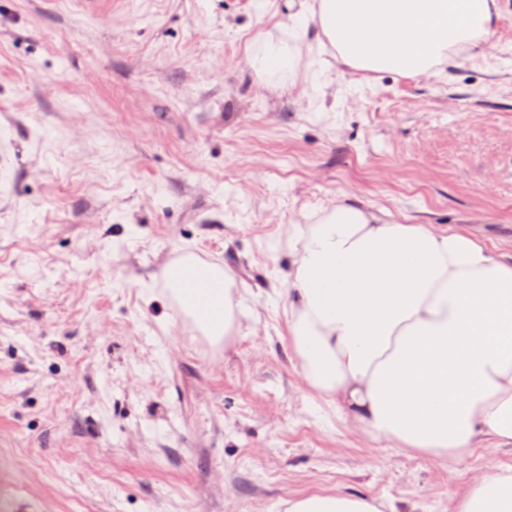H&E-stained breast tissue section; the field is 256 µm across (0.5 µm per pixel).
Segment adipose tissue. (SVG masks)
I'll use <instances>...</instances> for the list:
<instances>
[{
  "label": "adipose tissue",
  "instance_id": "obj_1",
  "mask_svg": "<svg viewBox=\"0 0 512 512\" xmlns=\"http://www.w3.org/2000/svg\"><path fill=\"white\" fill-rule=\"evenodd\" d=\"M495 0H319L332 60L353 69L439 76L495 20ZM298 41L268 38L247 56L264 80L294 72ZM288 330L305 382L396 447L460 458L482 438L512 444V261L458 227L389 222L339 202L295 227ZM203 286L212 341L239 328L230 268ZM285 512H396L335 491L288 499ZM448 512H512V467L465 477Z\"/></svg>",
  "mask_w": 512,
  "mask_h": 512
}]
</instances>
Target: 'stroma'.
I'll return each instance as SVG.
<instances>
[{"label":"stroma","mask_w":512,"mask_h":512,"mask_svg":"<svg viewBox=\"0 0 512 512\" xmlns=\"http://www.w3.org/2000/svg\"><path fill=\"white\" fill-rule=\"evenodd\" d=\"M316 0H0V512H285L339 488L448 512L449 472L304 382L294 227L350 201L512 257V11L441 78L244 62ZM229 266L212 344L161 284ZM206 265V264H205ZM209 282L203 283L204 295L211 314L201 326L203 332L215 343L232 336L239 328L241 300L235 299V275L224 266L206 265Z\"/></svg>","instance_id":"35a3bbf8"}]
</instances>
